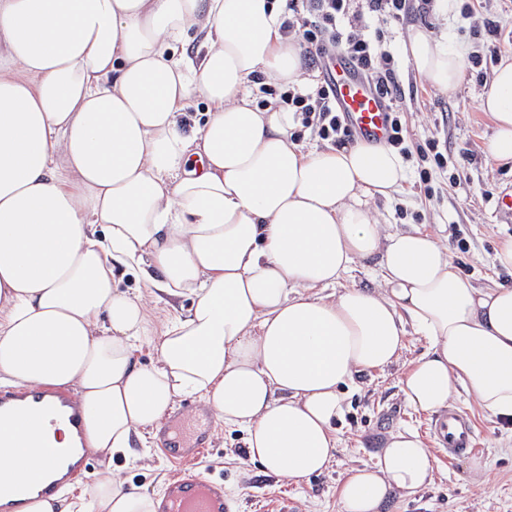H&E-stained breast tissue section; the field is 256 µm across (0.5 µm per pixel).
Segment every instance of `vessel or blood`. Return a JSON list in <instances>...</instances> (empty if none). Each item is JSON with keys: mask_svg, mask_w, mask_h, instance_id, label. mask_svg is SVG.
Masks as SVG:
<instances>
[{"mask_svg": "<svg viewBox=\"0 0 512 512\" xmlns=\"http://www.w3.org/2000/svg\"><path fill=\"white\" fill-rule=\"evenodd\" d=\"M321 72L354 134L370 143H383L390 131L387 98L341 57L325 58ZM33 417L47 427L68 423L78 433L83 429L84 407L78 396L66 390L42 386L0 388V423ZM435 432L452 456L476 445L469 417L454 407L436 419ZM205 451L206 443L199 437L178 454L179 470L168 484L162 512H232L231 503L224 498L223 483L202 474L197 467Z\"/></svg>", "mask_w": 512, "mask_h": 512, "instance_id": "obj_1", "label": "vessel or blood"}]
</instances>
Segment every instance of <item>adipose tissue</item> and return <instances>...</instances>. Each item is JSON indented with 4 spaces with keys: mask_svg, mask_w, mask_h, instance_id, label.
<instances>
[{
    "mask_svg": "<svg viewBox=\"0 0 512 512\" xmlns=\"http://www.w3.org/2000/svg\"><path fill=\"white\" fill-rule=\"evenodd\" d=\"M278 0H0V381L76 390L83 445L126 452L187 395L241 430L249 458L300 480L328 468L356 377L396 364L409 332L428 341L401 380L435 413L463 388L512 423V286H476L429 232L372 213L408 179L394 150L304 149L282 106L259 107L257 76L306 81ZM194 53H187L189 42ZM416 73L448 89L464 53L415 26ZM205 121L185 133L191 99ZM489 153L512 161V57L481 102ZM376 258L372 287L345 286ZM148 288H118L115 269ZM188 300L152 365L147 299ZM29 452L0 454L25 484L73 446L66 424L28 420ZM435 458L416 430L387 437L349 471L341 512H381L429 485ZM16 512H155L112 470L89 496L30 493Z\"/></svg>",
    "mask_w": 512,
    "mask_h": 512,
    "instance_id": "1",
    "label": "adipose tissue"
}]
</instances>
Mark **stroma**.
<instances>
[{
    "label": "stroma",
    "mask_w": 512,
    "mask_h": 512,
    "mask_svg": "<svg viewBox=\"0 0 512 512\" xmlns=\"http://www.w3.org/2000/svg\"><path fill=\"white\" fill-rule=\"evenodd\" d=\"M487 20L498 29L496 39L472 33ZM414 26L465 52H479L481 63H466L461 81L448 89L422 80L403 49ZM384 47L398 60L404 91L398 107L409 179L390 201H378L380 222L396 228L414 224L431 232L476 285H512V276L499 272L492 262L497 239L512 233V217L499 206L501 196L512 192V163L490 156L493 123L480 108L500 59L512 56V0H454L446 12L439 0H430L425 11L386 25ZM433 141L438 144L434 152L429 149ZM438 151L446 158L441 167L434 161ZM426 346L423 337L409 336L397 364L357 379L345 415L336 423L339 444L332 465L322 475L297 482L264 473L248 457L242 432L218 421L207 429L210 446L199 461L200 471L223 482L237 512H279L284 501L290 502L291 512H341L337 487L347 471L375 465L386 436L411 427L432 450L435 480L416 497H391L385 512H512V452L505 448L512 435L465 390H457L450 403L469 416L478 448L452 457L433 432L434 415L405 404L400 380ZM159 441L156 435L135 441L133 449L141 455L136 462L121 455L109 460L86 455L87 469L75 483V492H88L108 466L130 489L152 494L167 487L177 466L161 452ZM474 459L486 462L487 470L472 471Z\"/></svg>",
    "instance_id": "1"
}]
</instances>
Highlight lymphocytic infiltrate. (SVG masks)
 <instances>
[{"label":"lymphocytic infiltrate","instance_id":"f902f5d3","mask_svg":"<svg viewBox=\"0 0 512 512\" xmlns=\"http://www.w3.org/2000/svg\"><path fill=\"white\" fill-rule=\"evenodd\" d=\"M351 0H287L292 16L282 28L294 36L309 56L324 57L343 49L345 54L385 93L390 102L401 97L392 56L382 50L379 33L372 21L400 20L408 13L411 0H364V9L351 10ZM281 102L300 115L303 127L319 137L344 142L350 132L336 110L327 85L320 84L306 93L285 90Z\"/></svg>","mask_w":512,"mask_h":512}]
</instances>
